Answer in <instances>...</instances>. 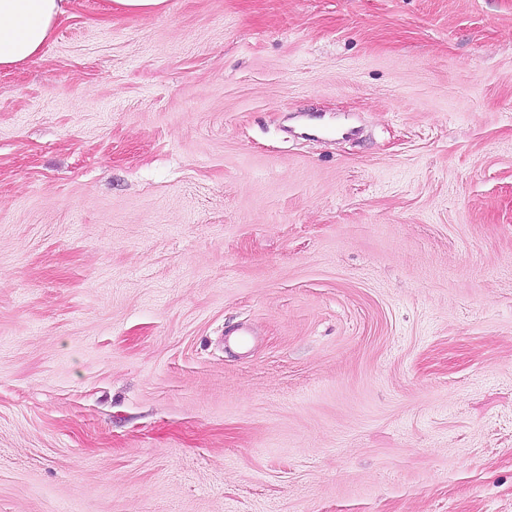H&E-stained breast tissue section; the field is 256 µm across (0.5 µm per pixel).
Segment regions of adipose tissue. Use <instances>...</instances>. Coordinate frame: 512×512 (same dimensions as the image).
Wrapping results in <instances>:
<instances>
[{"instance_id": "ef3b65f1", "label": "adipose tissue", "mask_w": 512, "mask_h": 512, "mask_svg": "<svg viewBox=\"0 0 512 512\" xmlns=\"http://www.w3.org/2000/svg\"><path fill=\"white\" fill-rule=\"evenodd\" d=\"M73 0H0V70L41 55Z\"/></svg>"}]
</instances>
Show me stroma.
<instances>
[{"label":"stroma","mask_w":512,"mask_h":512,"mask_svg":"<svg viewBox=\"0 0 512 512\" xmlns=\"http://www.w3.org/2000/svg\"><path fill=\"white\" fill-rule=\"evenodd\" d=\"M0 512H512V0H74L0 70ZM166 4V0H108L109 11L141 12L158 11Z\"/></svg>","instance_id":"obj_1"}]
</instances>
